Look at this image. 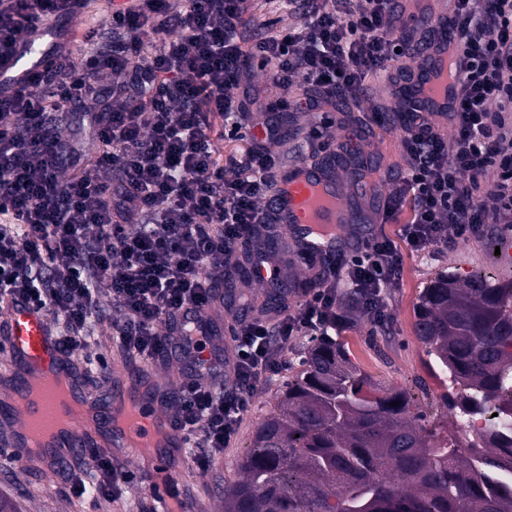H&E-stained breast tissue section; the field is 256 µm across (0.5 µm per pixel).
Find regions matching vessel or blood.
<instances>
[{"label":"vessel or blood","instance_id":"b4317fda","mask_svg":"<svg viewBox=\"0 0 512 512\" xmlns=\"http://www.w3.org/2000/svg\"><path fill=\"white\" fill-rule=\"evenodd\" d=\"M428 16L439 33L422 64L421 80L410 89L409 96L417 111L445 112L455 105L459 96L457 32L448 25L445 9L429 10ZM48 57L47 49L37 42L1 64L0 73L20 82L27 79L33 63H44ZM342 187L334 163L316 165L299 158L280 168L272 191L275 216L289 231L296 249L320 256L335 254L341 228L336 202ZM0 334L6 338L0 347V380L7 384L6 389L0 390L1 396L21 397L28 391V382L64 376L75 386L74 399L95 410L92 424L51 436L46 441L42 455L50 459L52 467L101 447L103 433L108 430L114 447L141 463L153 484L162 488L171 484L165 459L148 454L145 448L146 442L157 434L164 437L168 446L186 445L184 433L173 421L174 397L168 384L157 381L154 360L146 359L136 366L138 372L156 380L147 389L120 390L115 376L103 374L102 385L108 388L114 403L101 411L92 392L81 387L86 380L82 367L60 348L44 314L24 303L8 302L5 314L0 316ZM46 411V406L40 405L24 420L15 411L0 418V446L18 448V425L35 426Z\"/></svg>","mask_w":512,"mask_h":512}]
</instances>
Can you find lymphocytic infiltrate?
<instances>
[{
  "mask_svg": "<svg viewBox=\"0 0 512 512\" xmlns=\"http://www.w3.org/2000/svg\"><path fill=\"white\" fill-rule=\"evenodd\" d=\"M78 0H0V62L43 39ZM400 0H133L84 35L56 40L49 63L19 86L0 80V303L49 317L72 353L109 322L126 358L156 356L224 279L239 244L277 234L271 193L284 132L269 104L243 108L249 63L283 91L288 112H316L308 137L326 149L339 116L320 97H366V75L411 73L435 32L410 38ZM461 36V95L447 125L411 109L395 131L407 167L386 197L400 238L366 235L297 292L275 324L242 319L230 379L193 370L175 386L176 419L191 466L208 469L238 431L251 398L302 336H332L359 308L388 322L385 290L403 254L449 236L512 224V0H449ZM79 107L97 143L82 167L64 160V105ZM218 117L229 140L251 144L231 168L206 132ZM146 473L100 456L93 479L71 473L65 495L100 504Z\"/></svg>",
  "mask_w": 512,
  "mask_h": 512,
  "instance_id": "lymphocytic-infiltrate-1",
  "label": "lymphocytic infiltrate"
}]
</instances>
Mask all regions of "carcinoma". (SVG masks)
<instances>
[{
  "label": "carcinoma",
  "mask_w": 512,
  "mask_h": 512,
  "mask_svg": "<svg viewBox=\"0 0 512 512\" xmlns=\"http://www.w3.org/2000/svg\"><path fill=\"white\" fill-rule=\"evenodd\" d=\"M414 335L450 418L496 414L479 441L449 436L407 389L369 378L336 337H314L224 512H512V283L439 273L418 297Z\"/></svg>",
  "instance_id": "cac0c4a2"
}]
</instances>
